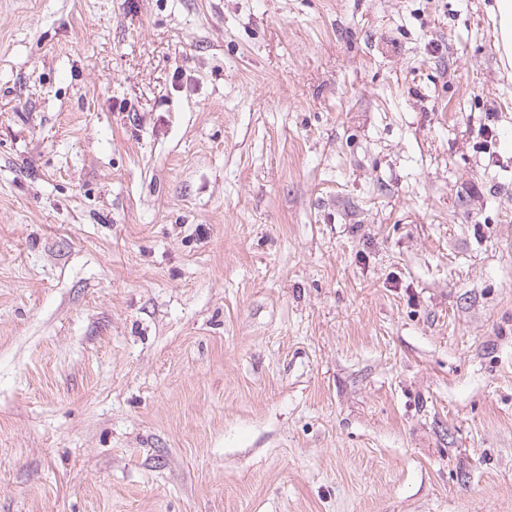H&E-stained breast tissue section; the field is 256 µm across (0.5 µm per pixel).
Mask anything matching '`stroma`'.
Returning <instances> with one entry per match:
<instances>
[{
  "label": "stroma",
  "mask_w": 512,
  "mask_h": 512,
  "mask_svg": "<svg viewBox=\"0 0 512 512\" xmlns=\"http://www.w3.org/2000/svg\"><path fill=\"white\" fill-rule=\"evenodd\" d=\"M492 0H0V512H512Z\"/></svg>",
  "instance_id": "stroma-1"
}]
</instances>
